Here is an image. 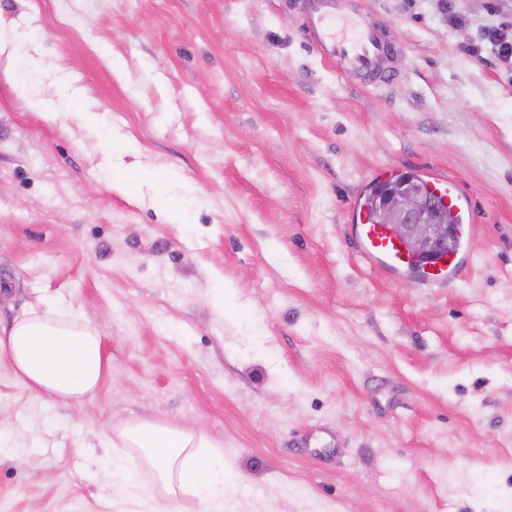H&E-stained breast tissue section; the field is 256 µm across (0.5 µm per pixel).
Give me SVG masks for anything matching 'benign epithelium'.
<instances>
[{"instance_id": "1", "label": "benign epithelium", "mask_w": 512, "mask_h": 512, "mask_svg": "<svg viewBox=\"0 0 512 512\" xmlns=\"http://www.w3.org/2000/svg\"><path fill=\"white\" fill-rule=\"evenodd\" d=\"M377 223L390 228L411 252L451 253L459 244L455 227L442 216L438 201L424 199L410 188L386 193L379 205Z\"/></svg>"}]
</instances>
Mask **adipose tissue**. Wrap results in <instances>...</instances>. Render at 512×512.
<instances>
[{
	"mask_svg": "<svg viewBox=\"0 0 512 512\" xmlns=\"http://www.w3.org/2000/svg\"><path fill=\"white\" fill-rule=\"evenodd\" d=\"M31 391L74 403L92 397L106 377L102 339L85 315L64 318L52 309L32 310L0 336V357ZM120 436L124 453L110 460L105 474L116 492H124L139 464H146L168 495L191 493L205 512H226L224 454L219 442L182 425L139 421ZM140 449L134 459L131 449Z\"/></svg>",
	"mask_w": 512,
	"mask_h": 512,
	"instance_id": "1",
	"label": "adipose tissue"
}]
</instances>
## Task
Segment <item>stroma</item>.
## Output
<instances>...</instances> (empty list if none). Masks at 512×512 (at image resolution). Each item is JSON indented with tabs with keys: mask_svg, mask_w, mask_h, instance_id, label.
Listing matches in <instances>:
<instances>
[{
	"mask_svg": "<svg viewBox=\"0 0 512 512\" xmlns=\"http://www.w3.org/2000/svg\"><path fill=\"white\" fill-rule=\"evenodd\" d=\"M297 4L0 0V333L82 312L110 364L76 405L0 360V512H136L149 487L203 512L145 465L113 495L100 426L135 420L223 444L235 512H512V63L482 48L512 0H357L398 50L381 89ZM378 170L458 181L465 278L362 264Z\"/></svg>",
	"mask_w": 512,
	"mask_h": 512,
	"instance_id": "35a3bbf8",
	"label": "stroma"
}]
</instances>
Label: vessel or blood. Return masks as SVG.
I'll return each instance as SVG.
<instances>
[{"mask_svg":"<svg viewBox=\"0 0 512 512\" xmlns=\"http://www.w3.org/2000/svg\"><path fill=\"white\" fill-rule=\"evenodd\" d=\"M301 29L315 45L320 57L335 65L338 73L357 76L377 89L389 78L387 63L394 54L382 31L365 20L351 0H299ZM428 185L460 219L462 234H473L477 226L464 193L451 176L431 177ZM355 248L370 266L388 275L415 273L424 287H432L465 276L469 269L463 255L441 254L424 265H416L412 254L384 225L374 223L365 205L354 206Z\"/></svg>","mask_w":512,"mask_h":512,"instance_id":"1","label":"vessel or blood"}]
</instances>
